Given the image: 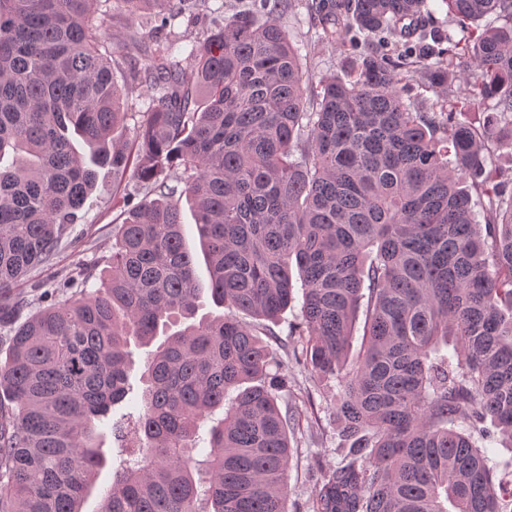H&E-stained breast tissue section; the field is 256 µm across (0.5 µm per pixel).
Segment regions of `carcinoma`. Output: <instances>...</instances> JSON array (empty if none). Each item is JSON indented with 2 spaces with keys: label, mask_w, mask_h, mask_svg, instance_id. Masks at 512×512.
Masks as SVG:
<instances>
[{
  "label": "carcinoma",
  "mask_w": 512,
  "mask_h": 512,
  "mask_svg": "<svg viewBox=\"0 0 512 512\" xmlns=\"http://www.w3.org/2000/svg\"><path fill=\"white\" fill-rule=\"evenodd\" d=\"M99 2L0 0V512H82L105 430L125 437L110 416L133 391L128 346L161 332L126 414L139 448L120 449L98 512H286L288 372L236 313L277 321L298 300L295 270V360L340 387L341 460L309 512H512V462L474 439L512 444V176L492 150L512 148V0H443L462 43L430 25L428 0H315L328 41L364 34L369 48L319 79L311 110L275 20L211 18L187 73L171 44L102 39ZM202 2L113 0L161 29ZM489 15L505 24L481 25ZM461 44L475 71L451 98ZM140 88L129 150L113 132ZM425 92L440 111L407 102ZM492 99L478 122L456 120ZM103 168L134 169L151 197L113 201L124 219L97 288L68 278L20 321L14 287L50 261ZM182 197L221 316L196 319Z\"/></svg>",
  "instance_id": "carcinoma-1"
}]
</instances>
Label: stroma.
I'll list each match as a JSON object with an SVG mask.
<instances>
[{
	"label": "stroma",
	"mask_w": 512,
	"mask_h": 512,
	"mask_svg": "<svg viewBox=\"0 0 512 512\" xmlns=\"http://www.w3.org/2000/svg\"><path fill=\"white\" fill-rule=\"evenodd\" d=\"M247 2L207 0L206 9L194 18L176 19L167 36L183 44L193 42L208 24L210 10L220 7L229 14ZM311 2L289 0L285 9L276 11L275 18L299 48L311 78L316 79L326 73L342 72L349 65L354 50L323 39L322 30L310 10ZM97 23L106 38L115 42L134 36L148 43L157 35L156 22L148 14L130 19L113 11L99 14ZM137 186L132 173H125L116 180L111 170H100L96 188L81 212L80 221L67 227L50 263L33 273L46 290H53L58 282L78 275L84 268L90 273L88 287H97V276L112 256V230L119 215L113 198L133 191ZM297 321V309L291 308L282 314L274 327L277 340L272 347L288 371L290 383L287 390L282 391L281 401L289 405L294 418V453L288 472L286 507L288 512H308L321 473L336 467L339 461L333 421L338 387L336 380L314 377L306 368L296 364L293 356L296 339L290 327Z\"/></svg>",
	"instance_id": "stroma-1"
}]
</instances>
